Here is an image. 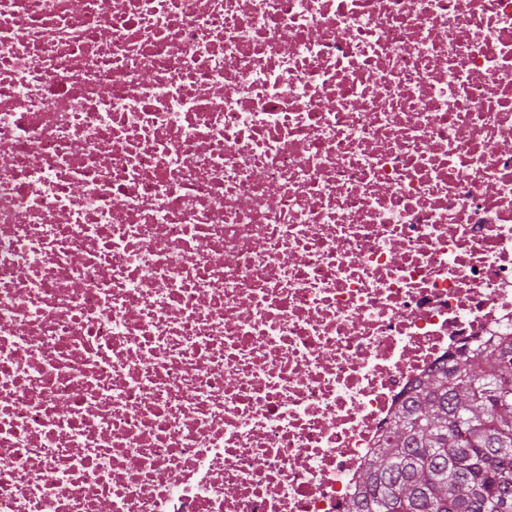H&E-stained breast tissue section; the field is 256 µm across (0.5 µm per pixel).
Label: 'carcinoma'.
Returning <instances> with one entry per match:
<instances>
[{
	"label": "carcinoma",
	"mask_w": 512,
	"mask_h": 512,
	"mask_svg": "<svg viewBox=\"0 0 512 512\" xmlns=\"http://www.w3.org/2000/svg\"><path fill=\"white\" fill-rule=\"evenodd\" d=\"M349 512H512V335L428 373L367 459Z\"/></svg>",
	"instance_id": "cac0c4a2"
}]
</instances>
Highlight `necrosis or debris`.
Returning a JSON list of instances; mask_svg holds the SVG:
<instances>
[{
	"label": "necrosis or debris",
	"mask_w": 512,
	"mask_h": 512,
	"mask_svg": "<svg viewBox=\"0 0 512 512\" xmlns=\"http://www.w3.org/2000/svg\"><path fill=\"white\" fill-rule=\"evenodd\" d=\"M512 332V0H0V512H347Z\"/></svg>",
	"instance_id": "necrosis-or-debris-1"
}]
</instances>
